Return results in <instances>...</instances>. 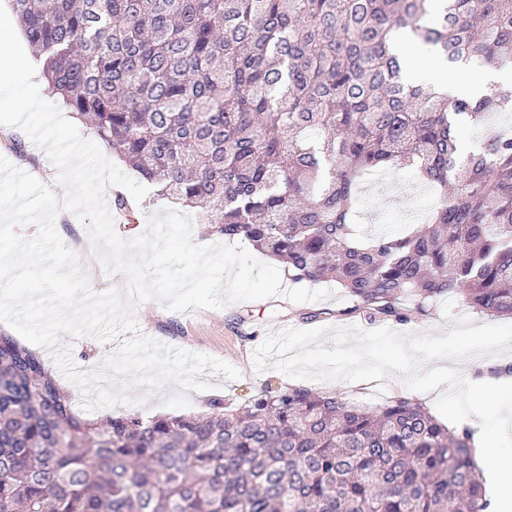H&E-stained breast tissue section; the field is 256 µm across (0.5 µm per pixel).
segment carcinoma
<instances>
[{"mask_svg":"<svg viewBox=\"0 0 512 512\" xmlns=\"http://www.w3.org/2000/svg\"><path fill=\"white\" fill-rule=\"evenodd\" d=\"M43 76L154 188L296 281L375 316L459 294L512 318V128L459 130L512 85L450 98L401 78L404 31L450 64L512 62V0H10ZM416 164L439 191L403 234L357 237L358 179ZM202 414L74 410L0 335V512H486L473 434L423 403L261 389Z\"/></svg>","mask_w":512,"mask_h":512,"instance_id":"cac0c4a2","label":"carcinoma"}]
</instances>
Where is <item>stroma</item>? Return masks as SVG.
Returning a JSON list of instances; mask_svg holds the SVG:
<instances>
[{"instance_id":"35a3bbf8","label":"stroma","mask_w":512,"mask_h":512,"mask_svg":"<svg viewBox=\"0 0 512 512\" xmlns=\"http://www.w3.org/2000/svg\"><path fill=\"white\" fill-rule=\"evenodd\" d=\"M0 156L5 157L18 169L46 179L48 187L62 193L58 182V170L46 152L23 132L15 131L9 137L0 138ZM414 167L407 166L391 172L369 175L359 186V202L354 216L359 235H367L386 228L398 231L419 222L432 208L436 194L417 184ZM166 199L145 197L132 204L130 211H114L117 234L132 239L146 232L148 221L162 210L170 208ZM329 296L320 301L294 303L277 297L267 300L240 302L221 309H205L181 314L167 310L156 300L139 306L135 316L141 334L169 346L210 355L224 360L240 372L238 379L229 381L224 375L203 374L210 390L188 392L189 409L195 413L206 412L212 399H222L224 404L236 407L263 388L285 391L289 387L309 389L315 392L331 391L342 395L347 402L370 409L383 406L396 397H413L414 392L405 388L403 375L392 373L384 380L373 381H311L295 380L286 383L282 373L275 370L257 372L252 354L268 331L285 327L311 329L317 327L343 328L357 326L365 330L387 327L403 334L439 336L458 327L462 322L473 325H497L500 317L477 311L468 306L456 294L437 299L426 311L415 310L410 302H402V318H371L355 306V301L342 288L324 283ZM481 357L454 362L460 375L471 376L467 389L473 408L489 404L503 406L502 419L496 425L477 421L475 434L496 433L499 461L512 460V394L494 393L475 385L481 373Z\"/></svg>"}]
</instances>
